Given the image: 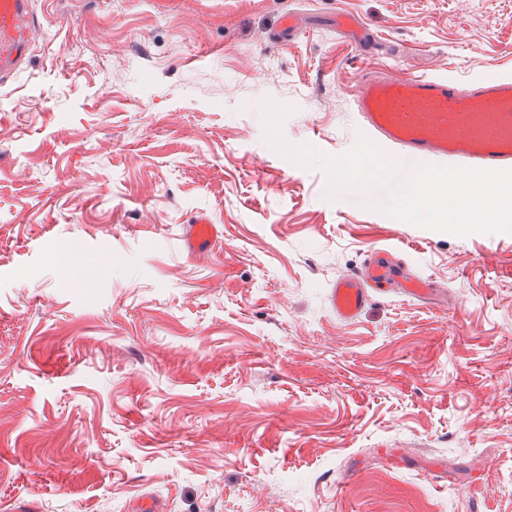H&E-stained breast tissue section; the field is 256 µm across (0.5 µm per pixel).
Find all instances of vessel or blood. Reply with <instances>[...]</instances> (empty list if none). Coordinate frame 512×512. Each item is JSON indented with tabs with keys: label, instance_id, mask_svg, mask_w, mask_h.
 <instances>
[{
	"label": "vessel or blood",
	"instance_id": "vessel-or-blood-1",
	"mask_svg": "<svg viewBox=\"0 0 512 512\" xmlns=\"http://www.w3.org/2000/svg\"><path fill=\"white\" fill-rule=\"evenodd\" d=\"M335 21L351 44L367 34L352 14H338ZM34 22L33 0H0L1 84L24 65ZM353 102L364 136L395 152L400 164L453 163L486 178L512 168L511 74L462 84L449 76L393 78L385 68H366L357 77ZM218 233L208 215L198 214L187 227L184 252H208ZM383 288L416 300L435 292L433 282L373 251L363 268L333 282L330 307L339 319L354 321Z\"/></svg>",
	"mask_w": 512,
	"mask_h": 512
}]
</instances>
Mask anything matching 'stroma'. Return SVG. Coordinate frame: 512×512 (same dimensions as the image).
<instances>
[{
  "instance_id": "1",
  "label": "stroma",
  "mask_w": 512,
  "mask_h": 512,
  "mask_svg": "<svg viewBox=\"0 0 512 512\" xmlns=\"http://www.w3.org/2000/svg\"><path fill=\"white\" fill-rule=\"evenodd\" d=\"M34 10L0 87V512H512V172L415 193L351 97L391 61L512 74V0ZM288 10L320 22L281 45ZM201 212L224 237L189 258ZM374 244L435 303L338 319ZM336 28L345 34L349 43L357 45L367 35V28L349 13L336 14Z\"/></svg>"
}]
</instances>
